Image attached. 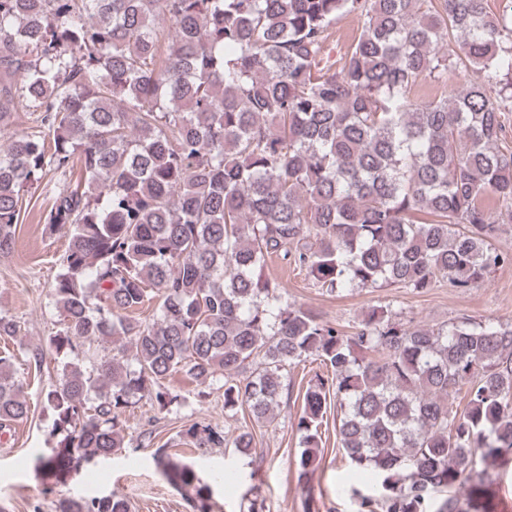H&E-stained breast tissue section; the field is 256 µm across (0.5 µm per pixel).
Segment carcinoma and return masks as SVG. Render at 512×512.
I'll use <instances>...</instances> for the list:
<instances>
[{"label":"carcinoma","mask_w":512,"mask_h":512,"mask_svg":"<svg viewBox=\"0 0 512 512\" xmlns=\"http://www.w3.org/2000/svg\"><path fill=\"white\" fill-rule=\"evenodd\" d=\"M351 14L360 32L333 59L331 29ZM451 37L463 57L445 51ZM450 74L451 94L412 99ZM23 109L36 129L0 149V255L23 199L48 172L70 175L43 214L44 233L68 236L48 338L56 444L34 459L50 486L126 451L122 415L178 402L165 384L177 372L270 424L286 367L316 356L331 377L303 395L302 480L331 396L351 465L382 478L359 512H494L512 468V325L411 327L380 306L347 334L289 303L265 267L279 256L330 293L424 292L440 276L473 288L506 260L491 239L512 219V149L499 145L512 0L497 13L487 0H0V131ZM29 412L1 355L0 433ZM179 437L226 443L197 423ZM154 457L192 512H213L194 464L165 443ZM59 509L131 512L115 492Z\"/></svg>","instance_id":"cac0c4a2"}]
</instances>
